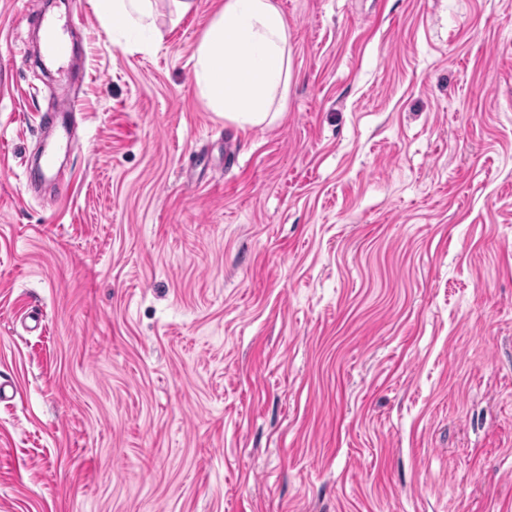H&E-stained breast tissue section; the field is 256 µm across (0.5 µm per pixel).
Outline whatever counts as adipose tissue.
I'll use <instances>...</instances> for the list:
<instances>
[{"label":"adipose tissue","mask_w":512,"mask_h":512,"mask_svg":"<svg viewBox=\"0 0 512 512\" xmlns=\"http://www.w3.org/2000/svg\"><path fill=\"white\" fill-rule=\"evenodd\" d=\"M103 28L156 31L153 0H98ZM197 86L209 107L240 128L274 120L293 79L288 23L275 0H224L194 54Z\"/></svg>","instance_id":"ef3b65f1"}]
</instances>
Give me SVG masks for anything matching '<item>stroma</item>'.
<instances>
[{"label": "stroma", "instance_id": "stroma-1", "mask_svg": "<svg viewBox=\"0 0 512 512\" xmlns=\"http://www.w3.org/2000/svg\"><path fill=\"white\" fill-rule=\"evenodd\" d=\"M154 3L141 52L0 0V512H512V0H276L251 129L194 77L222 0ZM41 46L47 57H58L66 53V45L56 27L51 22L41 23Z\"/></svg>", "mask_w": 512, "mask_h": 512}]
</instances>
